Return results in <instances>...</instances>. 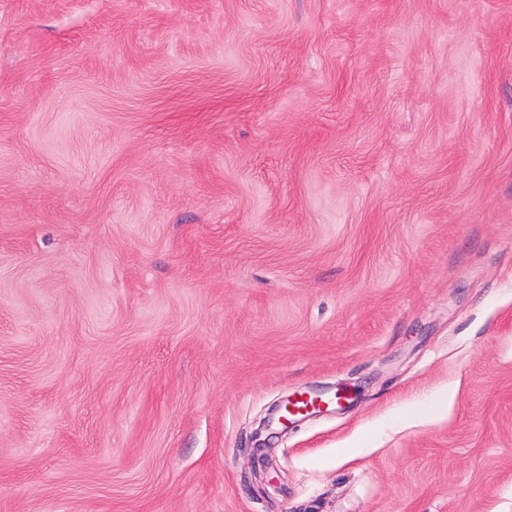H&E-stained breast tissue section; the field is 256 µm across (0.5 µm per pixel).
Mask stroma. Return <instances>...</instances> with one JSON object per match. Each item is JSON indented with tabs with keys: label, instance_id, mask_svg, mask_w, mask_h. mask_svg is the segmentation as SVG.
Here are the masks:
<instances>
[{
	"label": "stroma",
	"instance_id": "stroma-1",
	"mask_svg": "<svg viewBox=\"0 0 512 512\" xmlns=\"http://www.w3.org/2000/svg\"><path fill=\"white\" fill-rule=\"evenodd\" d=\"M0 512H512V0H0Z\"/></svg>",
	"mask_w": 512,
	"mask_h": 512
}]
</instances>
